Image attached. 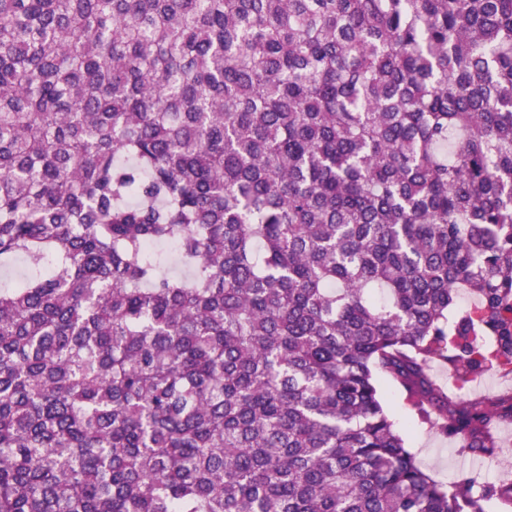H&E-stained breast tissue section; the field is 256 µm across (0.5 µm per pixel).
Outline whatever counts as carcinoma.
Instances as JSON below:
<instances>
[{
	"mask_svg": "<svg viewBox=\"0 0 512 512\" xmlns=\"http://www.w3.org/2000/svg\"><path fill=\"white\" fill-rule=\"evenodd\" d=\"M19 256L0 512H483L379 375L468 453L512 419L426 371L512 366V0H0Z\"/></svg>",
	"mask_w": 512,
	"mask_h": 512,
	"instance_id": "1",
	"label": "carcinoma"
}]
</instances>
